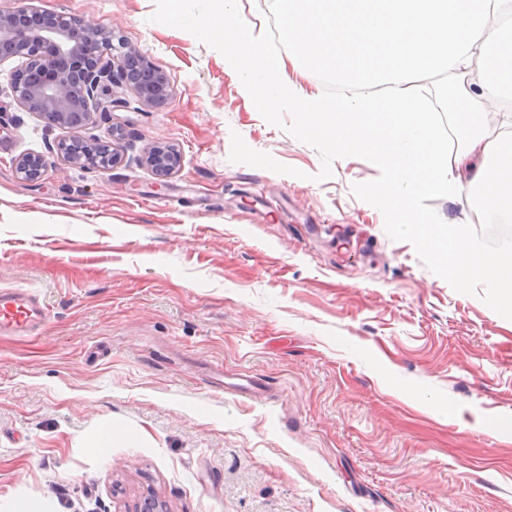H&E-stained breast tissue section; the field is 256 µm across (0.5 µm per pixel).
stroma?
<instances>
[{"instance_id": "obj_1", "label": "stroma", "mask_w": 512, "mask_h": 512, "mask_svg": "<svg viewBox=\"0 0 512 512\" xmlns=\"http://www.w3.org/2000/svg\"><path fill=\"white\" fill-rule=\"evenodd\" d=\"M138 48L170 83L129 87L84 135L103 172L67 164L64 130L12 97L0 64V289L50 317L0 337V497L47 512H512V320L482 280L459 285L375 192L367 155L337 156L266 112L194 21L209 0H33ZM285 53L266 0H241ZM174 147L158 178L144 157ZM42 155L37 184L12 165ZM490 254L476 205L428 194ZM248 377L257 395L218 386ZM483 416L487 427L467 420ZM108 457L88 441L104 426Z\"/></svg>"}]
</instances>
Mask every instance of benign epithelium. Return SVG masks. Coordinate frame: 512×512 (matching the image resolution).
<instances>
[{
  "mask_svg": "<svg viewBox=\"0 0 512 512\" xmlns=\"http://www.w3.org/2000/svg\"><path fill=\"white\" fill-rule=\"evenodd\" d=\"M113 40L112 30L74 16L30 5L0 10V65L18 59L25 75L12 78L13 98L23 110L70 133L57 150L72 166L109 171L116 163L114 156L100 161L102 143L82 136L98 114L112 108V88L129 86L147 104L169 95L166 76L140 50ZM146 162L165 177L179 166L180 157L169 147L155 146ZM13 166L19 179L35 183L45 160L26 156L14 160Z\"/></svg>",
  "mask_w": 512,
  "mask_h": 512,
  "instance_id": "benign-epithelium-1",
  "label": "benign epithelium"
}]
</instances>
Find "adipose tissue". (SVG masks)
Returning <instances> with one entry per match:
<instances>
[{"mask_svg": "<svg viewBox=\"0 0 512 512\" xmlns=\"http://www.w3.org/2000/svg\"><path fill=\"white\" fill-rule=\"evenodd\" d=\"M195 23L199 36L224 45V65L269 112L296 113L304 131L343 154L368 155L384 173L379 197L425 249L461 283L480 277L512 319V252L474 248L465 225L427 219L418 202L436 193L512 222V148L491 137L476 116L512 94V0H268L281 21L285 54L253 37L240 0H211ZM298 75L285 79L286 70ZM471 74L469 109L455 115L464 142L449 153L433 112L411 97L417 77ZM321 73L352 88L326 98L298 84Z\"/></svg>", "mask_w": 512, "mask_h": 512, "instance_id": "adipose-tissue-1", "label": "adipose tissue"}]
</instances>
